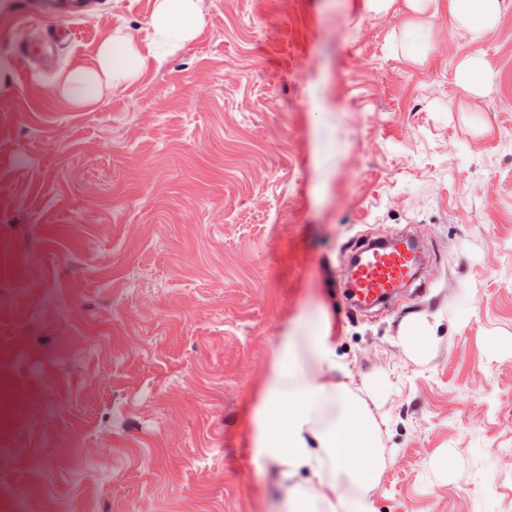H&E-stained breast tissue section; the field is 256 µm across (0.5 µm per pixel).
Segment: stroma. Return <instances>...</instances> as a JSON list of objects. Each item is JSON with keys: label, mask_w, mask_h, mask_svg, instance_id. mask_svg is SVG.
Wrapping results in <instances>:
<instances>
[{"label": "stroma", "mask_w": 512, "mask_h": 512, "mask_svg": "<svg viewBox=\"0 0 512 512\" xmlns=\"http://www.w3.org/2000/svg\"><path fill=\"white\" fill-rule=\"evenodd\" d=\"M27 2L0 0V58L42 36ZM156 5L102 0L53 70L0 76V512H280L248 417L323 319L377 512H512V8L475 36L445 0H201L160 61ZM113 34L138 77L73 106L61 76ZM407 234L419 282L351 310L355 245ZM457 83L464 89L472 90L477 84L489 81V72L485 61L471 57L460 63L456 73Z\"/></svg>", "instance_id": "stroma-1"}]
</instances>
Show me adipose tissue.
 I'll list each match as a JSON object with an SVG mask.
<instances>
[{
	"instance_id": "1",
	"label": "adipose tissue",
	"mask_w": 512,
	"mask_h": 512,
	"mask_svg": "<svg viewBox=\"0 0 512 512\" xmlns=\"http://www.w3.org/2000/svg\"><path fill=\"white\" fill-rule=\"evenodd\" d=\"M200 0H158L152 41L180 45L195 33ZM448 11L474 35L494 29L500 0H448ZM143 58L132 41L108 37L95 62L63 74L59 90L72 103L89 106L134 78ZM341 363L329 325L308 336H282L270 372L250 415L253 458L273 467L286 485L287 512H376L377 428L364 400L337 385ZM309 472L318 482L308 493L294 480Z\"/></svg>"
}]
</instances>
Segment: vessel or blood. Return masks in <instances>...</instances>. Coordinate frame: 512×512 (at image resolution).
Listing matches in <instances>:
<instances>
[{
    "label": "vessel or blood",
    "mask_w": 512,
    "mask_h": 512,
    "mask_svg": "<svg viewBox=\"0 0 512 512\" xmlns=\"http://www.w3.org/2000/svg\"><path fill=\"white\" fill-rule=\"evenodd\" d=\"M93 5V0H31V13L44 21L78 20ZM52 46L48 43L22 44L16 51L18 65L26 70L52 66ZM421 259L406 241L396 239L383 247L371 248L369 254L349 271L347 287L357 305L381 303L403 283L412 280Z\"/></svg>",
    "instance_id": "obj_1"
}]
</instances>
